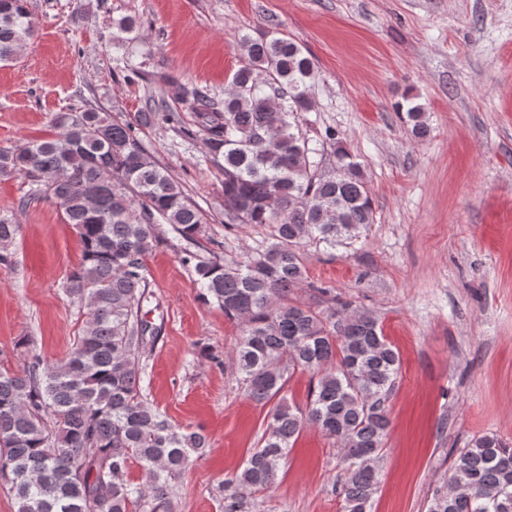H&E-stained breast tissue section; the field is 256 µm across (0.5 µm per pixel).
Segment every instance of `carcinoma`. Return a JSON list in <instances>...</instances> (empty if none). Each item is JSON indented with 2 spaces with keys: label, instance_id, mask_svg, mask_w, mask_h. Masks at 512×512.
<instances>
[{
  "label": "carcinoma",
  "instance_id": "carcinoma-1",
  "mask_svg": "<svg viewBox=\"0 0 512 512\" xmlns=\"http://www.w3.org/2000/svg\"><path fill=\"white\" fill-rule=\"evenodd\" d=\"M35 34L27 0H0V63ZM243 64L216 107L190 93L193 127L174 112H140L133 121L93 108L55 119L59 134L0 148V176L30 185L22 204L52 201L77 231L82 258L65 292L88 318L61 360L33 355L21 371L0 367V481L16 512H172V480L207 448L206 437L172 423L147 398L148 358L162 325L142 315L149 298L146 258L168 224L187 243L204 302L240 325L228 361L248 397L268 407L260 446L224 477V512H246L268 490L301 430L311 426L338 447L341 512H369L398 378L399 356L370 312L343 303L328 311L301 301L302 245L352 237L374 223L366 178L343 152L325 174L318 149L300 129L312 109L314 63L292 38L241 41ZM423 138L422 107L407 108ZM154 120L202 134L224 175V226L267 230L262 248L226 261L201 245L205 217L144 147ZM20 225L0 215V263L11 260ZM297 370L316 377L305 406L281 396ZM136 464L141 479L127 473ZM426 512H512V446L495 434L453 458Z\"/></svg>",
  "mask_w": 512,
  "mask_h": 512
}]
</instances>
